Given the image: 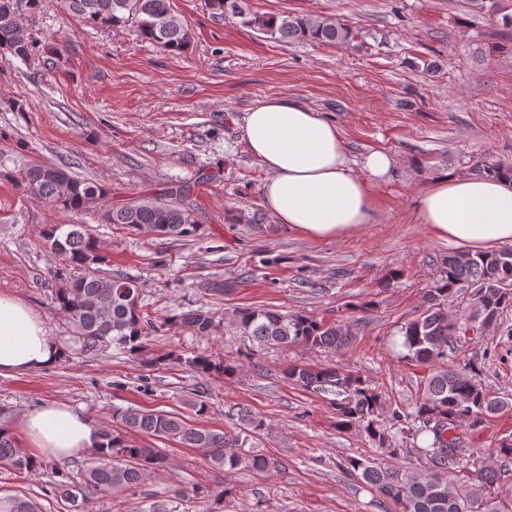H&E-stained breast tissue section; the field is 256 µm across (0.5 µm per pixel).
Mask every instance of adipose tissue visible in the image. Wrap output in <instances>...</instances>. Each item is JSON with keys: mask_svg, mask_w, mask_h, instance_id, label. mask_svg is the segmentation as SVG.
<instances>
[{"mask_svg": "<svg viewBox=\"0 0 512 512\" xmlns=\"http://www.w3.org/2000/svg\"><path fill=\"white\" fill-rule=\"evenodd\" d=\"M242 136L268 176L262 203L277 223L312 240L341 238L373 223L378 189L393 167L389 153L367 154L354 172L335 122L294 98L258 101L243 118ZM418 223L436 238L473 249L512 242V182L439 177L413 200ZM60 350L42 319L0 294V376L48 368ZM37 455L64 461L90 453L96 430L77 409L47 401L23 418Z\"/></svg>", "mask_w": 512, "mask_h": 512, "instance_id": "1", "label": "adipose tissue"}]
</instances>
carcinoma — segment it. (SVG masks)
I'll use <instances>...</instances> for the list:
<instances>
[{
    "label": "carcinoma",
    "mask_w": 512,
    "mask_h": 512,
    "mask_svg": "<svg viewBox=\"0 0 512 512\" xmlns=\"http://www.w3.org/2000/svg\"><path fill=\"white\" fill-rule=\"evenodd\" d=\"M70 16L101 27L119 26L130 20L140 35L173 53L183 52L189 30L172 6V0H64ZM492 18L512 26V12L505 0H476ZM218 15L229 14L242 24L282 43L313 41L325 45H353L356 34L338 18L304 15H267L254 12L248 0H209ZM17 0H0V48L19 58L28 57L33 43L16 18ZM473 171L479 176L512 175V166L478 161ZM18 186L31 199L52 203L65 212H82L99 206L107 196L104 186L71 175L65 162L34 164L17 177ZM189 191H165L152 198L103 210L107 224H121L133 231L149 229L162 237L198 236L200 224L187 203ZM42 239L50 245L59 263L81 274L60 280L51 294L53 307L69 320L81 348L115 346L134 357L147 349L143 336L144 316L138 282L108 274L103 265L108 256L85 224H48ZM512 249L490 252L459 250L448 253L438 276L424 297V309L399 330L404 358L432 367L422 398L411 413L395 411L392 423L378 421L380 394L361 375L336 366L317 367L293 362L282 369L283 378L308 392L336 396V427L362 428L375 447L395 458L392 432L413 434V425L431 434L420 449L429 470L414 471L352 457L349 472L369 484L375 493L393 505L395 512H512V496L497 487V470L477 463L460 428L470 429L484 411H499L502 404L487 398L478 367L466 364L445 368L448 352L455 349L465 326L479 319L498 323L504 310L512 307ZM473 289L470 307L460 316L448 312L450 302L463 287ZM178 326L197 336L215 329L210 312L190 309L177 317ZM231 323L247 337L253 351L295 345L315 349H338L353 339L341 320L332 322L300 312L275 308H237ZM177 363L201 377L224 378L236 374L237 362L212 356L185 357L167 352L153 359L161 367ZM267 429L266 420L250 408H240L236 423L226 429H209L173 414L133 407L112 409L111 421L99 429L97 449L87 462H74L55 470V491L70 504H86L98 492L122 494L137 488L152 473L169 466L160 448L141 444L129 434L173 440L185 448L201 451L221 468L267 470V457L244 450L249 440ZM489 456L512 463V435L497 441ZM42 461L19 448L9 421H0V465L18 476L41 467ZM474 467L465 482L454 479V469ZM0 512H37V505L18 495L0 497Z\"/></svg>",
    "instance_id": "1"
}]
</instances>
